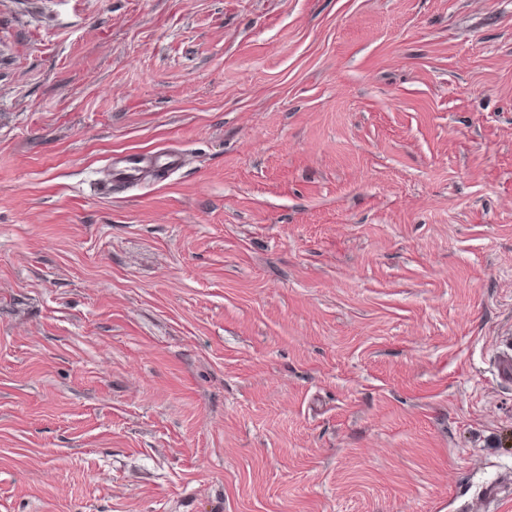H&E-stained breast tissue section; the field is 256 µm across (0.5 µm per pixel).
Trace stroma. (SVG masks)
<instances>
[{"instance_id":"obj_1","label":"stroma","mask_w":512,"mask_h":512,"mask_svg":"<svg viewBox=\"0 0 512 512\" xmlns=\"http://www.w3.org/2000/svg\"><path fill=\"white\" fill-rule=\"evenodd\" d=\"M506 336L512 0H0V512H512ZM139 162L126 161L123 157L117 161H112L110 169V180L107 185L104 186L103 191L112 194L113 182L122 184H136L141 180L143 174V167L139 166Z\"/></svg>"}]
</instances>
